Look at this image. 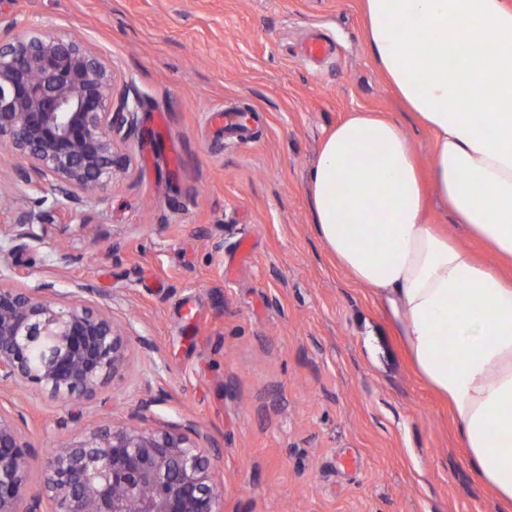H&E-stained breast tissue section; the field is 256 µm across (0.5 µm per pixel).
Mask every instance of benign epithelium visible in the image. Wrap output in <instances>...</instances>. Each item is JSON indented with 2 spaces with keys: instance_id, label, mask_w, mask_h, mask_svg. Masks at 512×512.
Returning <instances> with one entry per match:
<instances>
[{
  "instance_id": "benign-epithelium-1",
  "label": "benign epithelium",
  "mask_w": 512,
  "mask_h": 512,
  "mask_svg": "<svg viewBox=\"0 0 512 512\" xmlns=\"http://www.w3.org/2000/svg\"><path fill=\"white\" fill-rule=\"evenodd\" d=\"M140 102L98 53L69 33L38 26L0 34V144L25 163L18 181L54 186L50 209L21 207L4 236L41 240L49 210L77 211L110 183L123 160L116 142L135 131ZM51 282H0V385L65 402L92 396L127 361L111 316L61 304ZM199 434L107 424L62 443L30 484L34 459L17 419L0 411V512H224Z\"/></svg>"
}]
</instances>
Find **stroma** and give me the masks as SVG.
Returning a JSON list of instances; mask_svg holds the SVG:
<instances>
[{
  "label": "stroma",
  "instance_id": "stroma-1",
  "mask_svg": "<svg viewBox=\"0 0 512 512\" xmlns=\"http://www.w3.org/2000/svg\"><path fill=\"white\" fill-rule=\"evenodd\" d=\"M0 23L83 39L140 100L126 169L82 206L85 227L62 214L42 243L0 245L12 284L52 282L66 304L90 285L127 339L94 396L0 386L33 487L57 444L134 423L197 430L224 512H502L389 312L311 224L309 172L349 115L394 116L433 162L369 55L361 0H0ZM318 36L333 53L305 59ZM216 108L258 110V138L208 126ZM18 164L0 144V226L26 201Z\"/></svg>",
  "mask_w": 512,
  "mask_h": 512
}]
</instances>
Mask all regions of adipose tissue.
Wrapping results in <instances>:
<instances>
[{
	"instance_id": "obj_1",
	"label": "adipose tissue",
	"mask_w": 512,
	"mask_h": 512,
	"mask_svg": "<svg viewBox=\"0 0 512 512\" xmlns=\"http://www.w3.org/2000/svg\"><path fill=\"white\" fill-rule=\"evenodd\" d=\"M363 14L374 64L434 135L438 195L512 265V0H363ZM309 195L316 234L387 305L477 475L512 512V278L427 222L417 155L393 118L338 123Z\"/></svg>"
}]
</instances>
